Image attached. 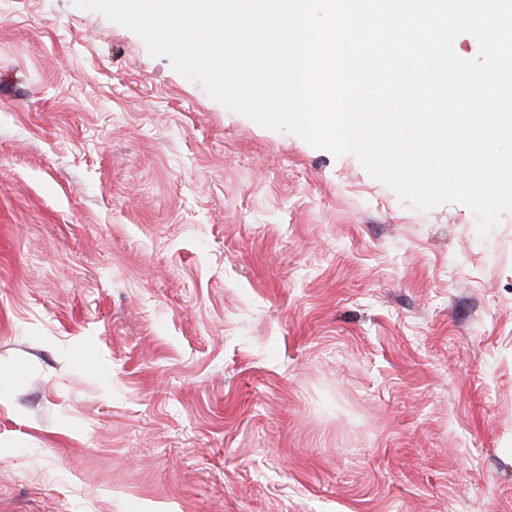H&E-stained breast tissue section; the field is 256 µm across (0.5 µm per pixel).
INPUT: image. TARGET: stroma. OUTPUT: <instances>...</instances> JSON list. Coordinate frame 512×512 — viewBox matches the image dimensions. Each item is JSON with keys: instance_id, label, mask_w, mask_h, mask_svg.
Instances as JSON below:
<instances>
[{"instance_id": "stroma-1", "label": "stroma", "mask_w": 512, "mask_h": 512, "mask_svg": "<svg viewBox=\"0 0 512 512\" xmlns=\"http://www.w3.org/2000/svg\"><path fill=\"white\" fill-rule=\"evenodd\" d=\"M0 512H512V213L0 0Z\"/></svg>"}]
</instances>
